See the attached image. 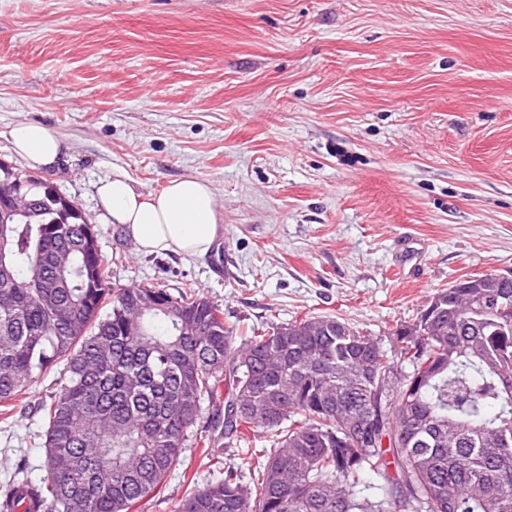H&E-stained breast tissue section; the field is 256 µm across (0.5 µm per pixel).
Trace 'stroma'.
Segmentation results:
<instances>
[{
  "instance_id": "obj_1",
  "label": "stroma",
  "mask_w": 512,
  "mask_h": 512,
  "mask_svg": "<svg viewBox=\"0 0 512 512\" xmlns=\"http://www.w3.org/2000/svg\"><path fill=\"white\" fill-rule=\"evenodd\" d=\"M38 122L40 170L100 229L114 287L199 290L236 335L333 314L390 335L466 275L512 274V0H0V162ZM208 180L222 230L201 258L143 254L99 179ZM40 377L0 415V488L44 475ZM264 434L190 436L129 512L247 478ZM9 138L13 152L33 170L54 166L63 154L61 140L38 123L15 124L9 131Z\"/></svg>"
}]
</instances>
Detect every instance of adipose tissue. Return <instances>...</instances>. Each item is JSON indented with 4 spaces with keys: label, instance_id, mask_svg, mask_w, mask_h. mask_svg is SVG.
I'll list each match as a JSON object with an SVG mask.
<instances>
[{
    "label": "adipose tissue",
    "instance_id": "adipose-tissue-1",
    "mask_svg": "<svg viewBox=\"0 0 512 512\" xmlns=\"http://www.w3.org/2000/svg\"><path fill=\"white\" fill-rule=\"evenodd\" d=\"M9 138L14 153L33 170L54 166L63 154L61 140L38 123L15 124ZM97 194L106 219L126 227L146 254L202 257L220 232L214 191L201 177H182L160 192L144 193L125 176L112 175L100 180Z\"/></svg>",
    "mask_w": 512,
    "mask_h": 512
}]
</instances>
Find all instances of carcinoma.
Wrapping results in <instances>:
<instances>
[{
	"instance_id": "cac0c4a2",
	"label": "carcinoma",
	"mask_w": 512,
	"mask_h": 512,
	"mask_svg": "<svg viewBox=\"0 0 512 512\" xmlns=\"http://www.w3.org/2000/svg\"><path fill=\"white\" fill-rule=\"evenodd\" d=\"M41 204L0 226V407L49 369L42 512H129L183 454L200 405L212 430H264L176 512H512V275L461 278L383 342L333 314L239 345L203 294L116 288L81 209L0 162V194ZM227 385L229 400L220 394ZM372 474L376 484L363 477Z\"/></svg>"
}]
</instances>
